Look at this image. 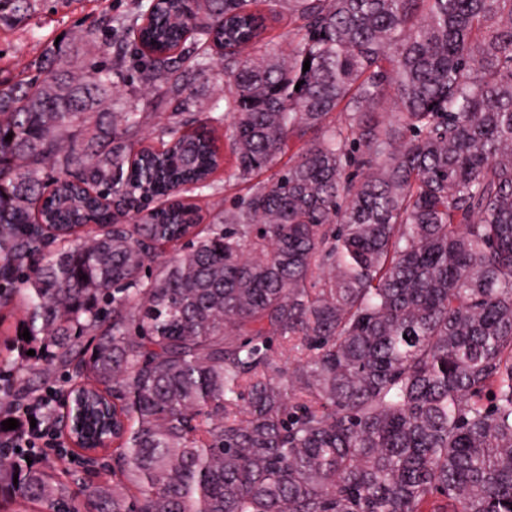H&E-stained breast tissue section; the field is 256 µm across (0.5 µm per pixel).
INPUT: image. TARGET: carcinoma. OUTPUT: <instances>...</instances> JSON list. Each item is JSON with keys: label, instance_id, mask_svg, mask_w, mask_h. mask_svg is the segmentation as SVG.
<instances>
[{"label": "carcinoma", "instance_id": "1", "mask_svg": "<svg viewBox=\"0 0 512 512\" xmlns=\"http://www.w3.org/2000/svg\"><path fill=\"white\" fill-rule=\"evenodd\" d=\"M285 8L286 55L259 25ZM118 26L185 112L178 64L224 47L225 178L252 186L177 198L221 165L214 119L136 152L112 69L59 46L0 82V302L26 370L123 424L96 512H512V0H141ZM11 434L0 493L81 512Z\"/></svg>", "mask_w": 512, "mask_h": 512}]
</instances>
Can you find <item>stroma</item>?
Masks as SVG:
<instances>
[{
	"label": "stroma",
	"instance_id": "stroma-1",
	"mask_svg": "<svg viewBox=\"0 0 512 512\" xmlns=\"http://www.w3.org/2000/svg\"><path fill=\"white\" fill-rule=\"evenodd\" d=\"M137 4L138 0H33L23 20L0 24V80L12 82L28 75L29 63L46 45L57 42L78 52L86 70L111 69L120 97L138 100L142 123L130 138L134 148L158 146L167 130L193 127L199 113L176 111L165 89L146 87L141 81L142 59L133 44L111 40L102 24L107 15L116 19L134 15ZM24 320L20 302L0 306V412L10 413L15 404L49 395L54 415H62L60 400L72 385L67 373L59 371L44 380L14 366L16 355L9 346L20 335ZM28 454L38 465L58 473L70 494L83 502L91 487L107 476L106 471L87 466L81 451L62 432L53 446L39 442Z\"/></svg>",
	"mask_w": 512,
	"mask_h": 512
}]
</instances>
